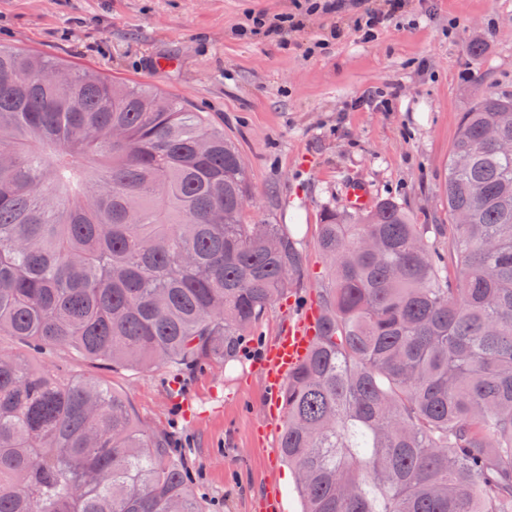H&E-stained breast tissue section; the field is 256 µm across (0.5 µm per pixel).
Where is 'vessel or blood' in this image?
Returning <instances> with one entry per match:
<instances>
[{
	"mask_svg": "<svg viewBox=\"0 0 512 512\" xmlns=\"http://www.w3.org/2000/svg\"><path fill=\"white\" fill-rule=\"evenodd\" d=\"M319 320L317 308H308L293 326L267 347L258 361L257 367L263 375L269 393L270 415L280 414L279 391L289 374L307 355Z\"/></svg>",
	"mask_w": 512,
	"mask_h": 512,
	"instance_id": "1",
	"label": "vessel or blood"
}]
</instances>
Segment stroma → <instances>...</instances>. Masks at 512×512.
Wrapping results in <instances>:
<instances>
[{
  "mask_svg": "<svg viewBox=\"0 0 512 512\" xmlns=\"http://www.w3.org/2000/svg\"><path fill=\"white\" fill-rule=\"evenodd\" d=\"M382 5L304 16L283 39L251 33L249 17L274 22L293 0H0L1 45L152 84L203 113L243 157L248 221L287 225L302 249L305 288L277 301L224 366L112 370L65 348L45 356L0 338V352L121 395L192 472L206 512H257L271 485L279 512H301L293 468L266 469L284 421L266 420L249 351L267 348L326 287L321 213L344 208L347 186L360 182L372 199L396 198L415 223H448L443 189L461 119L482 93L512 94V0H435L431 14L407 0L364 41L357 22ZM374 88L394 90L388 106L362 104Z\"/></svg>",
  "mask_w": 512,
  "mask_h": 512,
  "instance_id": "stroma-1",
  "label": "stroma"
}]
</instances>
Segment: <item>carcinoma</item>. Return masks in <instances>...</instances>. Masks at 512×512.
<instances>
[{
  "label": "carcinoma",
  "instance_id": "cac0c4a2",
  "mask_svg": "<svg viewBox=\"0 0 512 512\" xmlns=\"http://www.w3.org/2000/svg\"><path fill=\"white\" fill-rule=\"evenodd\" d=\"M512 95L464 114L452 224L329 209L331 282L281 393L303 512H512ZM238 149L199 112L0 45V335L112 367L223 363L305 285L250 224ZM448 234V254L429 234ZM0 512H205L166 439L92 378L0 352Z\"/></svg>",
  "mask_w": 512,
  "mask_h": 512
}]
</instances>
